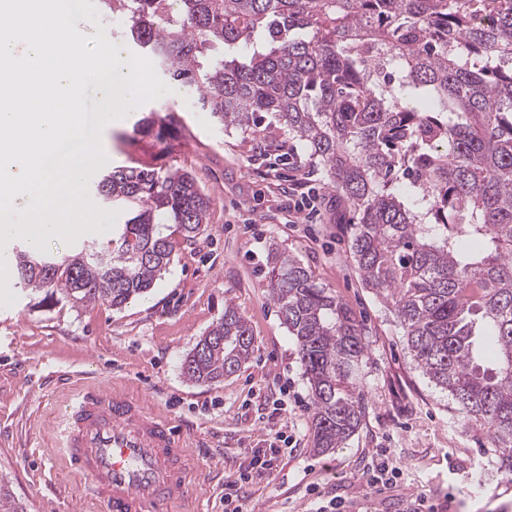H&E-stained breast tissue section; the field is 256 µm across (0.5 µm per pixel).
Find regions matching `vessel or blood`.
<instances>
[{
  "label": "vessel or blood",
  "instance_id": "b4317fda",
  "mask_svg": "<svg viewBox=\"0 0 512 512\" xmlns=\"http://www.w3.org/2000/svg\"><path fill=\"white\" fill-rule=\"evenodd\" d=\"M69 467L102 512H181L199 469L166 414L102 388L81 391L61 412Z\"/></svg>",
  "mask_w": 512,
  "mask_h": 512
}]
</instances>
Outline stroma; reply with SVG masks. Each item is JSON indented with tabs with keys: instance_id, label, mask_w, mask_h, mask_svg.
<instances>
[{
	"instance_id": "obj_1",
	"label": "stroma",
	"mask_w": 512,
	"mask_h": 512,
	"mask_svg": "<svg viewBox=\"0 0 512 512\" xmlns=\"http://www.w3.org/2000/svg\"><path fill=\"white\" fill-rule=\"evenodd\" d=\"M173 107L174 152L162 168L189 171L210 199L194 242L174 235L168 271L145 297L120 309H76L19 285L0 305V478L25 512H98L86 482L70 473L62 422L53 404L74 390L118 388L168 414L183 430L204 473L198 512H224L226 484L247 448H280L272 469L242 488L249 512H413L426 499L438 512H512V473L499 449L414 362L391 307L363 284L350 254L355 214L322 170L293 160L297 147L279 127L241 134L219 129L195 90L172 85L145 110ZM319 192L317 217L293 209L300 183ZM294 257L352 310L369 348L358 389L360 426L344 447H311L309 386L296 340L267 290L271 249ZM234 305L256 338L236 374L206 384L188 380L182 362ZM398 467L372 487L382 461Z\"/></svg>"
}]
</instances>
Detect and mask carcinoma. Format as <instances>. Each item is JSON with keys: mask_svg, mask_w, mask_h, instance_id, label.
<instances>
[{"mask_svg": "<svg viewBox=\"0 0 512 512\" xmlns=\"http://www.w3.org/2000/svg\"><path fill=\"white\" fill-rule=\"evenodd\" d=\"M121 36L166 78L198 92L224 130L279 124L353 206L351 253L387 302L434 386L501 449L512 471V0H100ZM174 110L142 112L117 139L169 155ZM406 171L413 181L401 183ZM93 192L121 207L118 231L74 254L13 249L19 283L74 307L120 309L148 292L207 223L194 176L138 158ZM267 288L298 345L313 450L358 430L367 339L296 259L271 254ZM255 348L231 305L187 354L195 382L238 372ZM0 512H22L0 484Z\"/></svg>", "mask_w": 512, "mask_h": 512, "instance_id": "1", "label": "carcinoma"}]
</instances>
